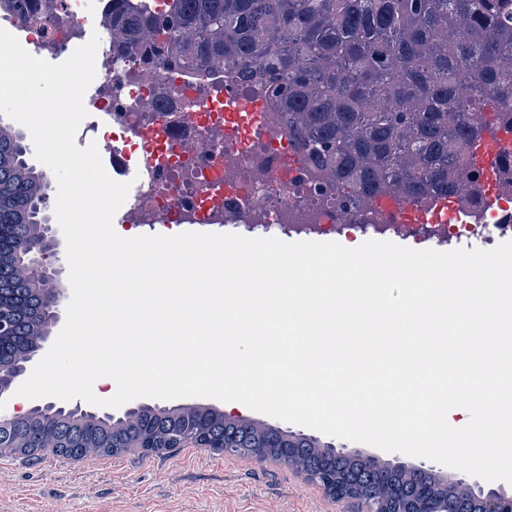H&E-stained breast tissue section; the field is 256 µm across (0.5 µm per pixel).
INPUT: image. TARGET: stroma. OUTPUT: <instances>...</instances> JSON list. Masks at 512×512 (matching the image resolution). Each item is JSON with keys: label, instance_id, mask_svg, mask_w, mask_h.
I'll return each mask as SVG.
<instances>
[{"label": "stroma", "instance_id": "35a3bbf8", "mask_svg": "<svg viewBox=\"0 0 512 512\" xmlns=\"http://www.w3.org/2000/svg\"><path fill=\"white\" fill-rule=\"evenodd\" d=\"M232 417L304 435L322 446L411 465L414 457L325 435L243 406ZM288 464L228 457L205 448L70 461L42 452L24 461L0 454V512H358Z\"/></svg>", "mask_w": 512, "mask_h": 512}]
</instances>
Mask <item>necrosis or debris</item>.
<instances>
[{"instance_id": "4bbe7bcc", "label": "necrosis or debris", "mask_w": 512, "mask_h": 512, "mask_svg": "<svg viewBox=\"0 0 512 512\" xmlns=\"http://www.w3.org/2000/svg\"><path fill=\"white\" fill-rule=\"evenodd\" d=\"M96 0H55L52 14L21 23L15 11L0 22L23 25L35 49L64 52L81 33ZM94 108L109 114L105 146L116 159L137 157L149 167L135 188L133 224H235L253 233L331 232L348 224L358 231L393 225L428 238L490 244L512 236V190L496 185L499 205L490 221L454 223L431 206L380 196L372 210L347 207L336 191L315 178L259 88L225 80L199 81L112 51L96 56ZM234 93L244 111L256 113L241 133L215 102Z\"/></svg>"}]
</instances>
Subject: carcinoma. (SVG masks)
<instances>
[{
    "mask_svg": "<svg viewBox=\"0 0 512 512\" xmlns=\"http://www.w3.org/2000/svg\"><path fill=\"white\" fill-rule=\"evenodd\" d=\"M112 49L160 69L222 74L265 91L304 161L336 194L369 206L380 195L408 201L483 199L471 174L474 144L512 132V0H173L157 10L144 0H107ZM23 136L0 134V225L13 234L0 245V303L14 318L16 340L0 358L17 361L31 330L52 319L48 295L22 277L28 247L43 239L42 191L29 192L15 169L26 159ZM191 427L210 443L264 448L288 465L321 470L328 493L363 501V457L340 455L257 423L230 421L212 407L142 406L120 419L35 409L0 419L4 452L38 459L48 439L68 456L80 443L98 456L128 452L124 440L170 445ZM424 490L440 512L464 502L482 512L480 495L433 472Z\"/></svg>",
    "mask_w": 512,
    "mask_h": 512,
    "instance_id": "carcinoma-1",
    "label": "carcinoma"
}]
</instances>
